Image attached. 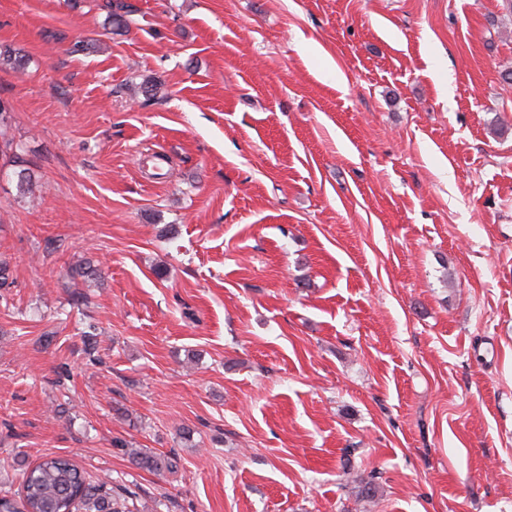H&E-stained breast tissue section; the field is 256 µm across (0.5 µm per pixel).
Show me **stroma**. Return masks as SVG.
Segmentation results:
<instances>
[{"mask_svg": "<svg viewBox=\"0 0 512 512\" xmlns=\"http://www.w3.org/2000/svg\"><path fill=\"white\" fill-rule=\"evenodd\" d=\"M104 2L0 0V489L512 512V0ZM108 10L107 27L109 31H123L130 27L134 10L132 5L123 0H106ZM112 444L115 448H121L141 469L159 472L173 468L174 459L166 455L153 454L144 448H134L132 444L122 440H114Z\"/></svg>", "mask_w": 512, "mask_h": 512, "instance_id": "stroma-1", "label": "stroma"}]
</instances>
